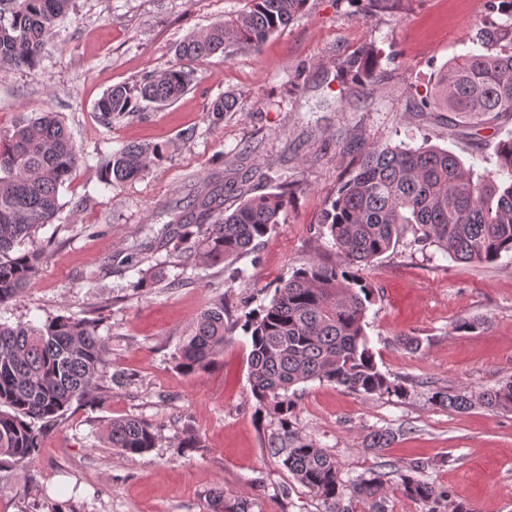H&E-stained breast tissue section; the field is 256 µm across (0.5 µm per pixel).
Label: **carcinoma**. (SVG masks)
I'll use <instances>...</instances> for the list:
<instances>
[{
	"instance_id": "1",
	"label": "carcinoma",
	"mask_w": 512,
	"mask_h": 512,
	"mask_svg": "<svg viewBox=\"0 0 512 512\" xmlns=\"http://www.w3.org/2000/svg\"><path fill=\"white\" fill-rule=\"evenodd\" d=\"M243 7L208 31L179 44L177 62L134 88L115 85L97 103L105 122L146 104L166 105L188 91L187 63L235 48L260 50L266 39L288 26L307 0H243ZM73 0H0V67L19 69L41 57L45 39L69 13ZM505 17L484 31L485 53H469L448 64L439 81V100L450 112L471 119L512 112V0H489ZM340 67L376 80L372 53H355ZM238 110L224 95L206 107L214 120ZM497 170L474 177L450 151L434 147L373 145L359 166L327 201L319 223L333 239L337 259L313 256L280 282L270 301L244 315L250 336L249 381L254 398L280 417V432L268 443L272 455L321 501L323 512H352L345 497L365 512H385L387 464L360 475L346 493L336 458L299 437L292 425L295 386L312 380L337 384L352 393L406 396L404 385L377 366L368 346L365 317L372 289L361 266L390 250L401 229L420 226L422 240L462 261L495 262L512 253V137L498 142ZM163 155L160 144H127L105 157L104 179L112 187L132 181ZM79 161V149L52 112H44L0 137V304L17 299L36 279L38 250L15 248L36 229L51 224L61 208L59 189ZM278 180L275 190L252 194L247 181L235 185L243 201L224 207V186L216 185L190 202L198 211V239L189 225L168 233L162 246L194 242L207 263H233L256 249L281 223L293 182ZM224 300L206 306L183 340L178 368L193 375L214 366L231 337L224 323ZM106 353L97 325L77 315L43 326L0 323V466L22 465L39 453L47 426L57 423L75 400L98 397L96 384ZM432 401L456 412L476 407L512 412V380L483 391L433 392ZM401 436L391 429L366 436L370 448H386ZM159 428L132 417L114 418L106 441L124 455H140L158 445ZM427 465L411 462L398 473L396 488L437 512L448 498L426 476ZM209 512H247L243 501L224 502L209 493Z\"/></svg>"
}]
</instances>
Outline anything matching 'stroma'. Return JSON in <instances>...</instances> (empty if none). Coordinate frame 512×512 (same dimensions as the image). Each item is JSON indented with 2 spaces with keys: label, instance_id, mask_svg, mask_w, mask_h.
I'll list each match as a JSON object with an SVG mask.
<instances>
[{
  "label": "stroma",
  "instance_id": "35a3bbf8",
  "mask_svg": "<svg viewBox=\"0 0 512 512\" xmlns=\"http://www.w3.org/2000/svg\"><path fill=\"white\" fill-rule=\"evenodd\" d=\"M242 0H74L34 67L0 70V132L38 112H55L81 148V160L59 191L61 209L22 250L47 248L37 279L0 305V322L43 325L60 315L100 318L106 342L92 403L73 402L43 436L29 464L0 473V512H208L210 490L248 503V512H322L318 498L268 450L280 429L260 407L248 379L250 338L236 322L271 299L302 260L333 254L319 216L336 187L374 144L435 146L483 174L496 168L498 142L512 133V114L481 123L431 109L418 111L410 90L436 88L449 62L482 51L488 0H398L367 13L355 0H307L298 18L260 52L237 50L192 62L190 90L170 105L105 124L96 104L112 86H134L169 68L187 37L222 21ZM378 54L369 86L341 75L338 64L365 48ZM231 93L239 109L214 121L206 102ZM164 143L168 151L141 178L113 188L102 156L131 143ZM287 168L296 186L282 224L255 252L239 257L234 279L224 264L203 265L173 246L138 267L111 263L147 235L188 216L207 183L231 185ZM404 228L394 247L366 266L373 288L365 332L379 369L401 378L405 399L362 397L326 382L299 384L295 430L332 453L344 481L381 463L399 470L429 464L428 478L448 504L475 512H512V413L475 408L459 413L432 404L436 387L476 390L512 379V254L465 263L420 242ZM158 278L147 288L144 273ZM223 298L232 338L220 364L193 375L178 366L179 347L200 311ZM464 320L476 321L469 332ZM419 348L402 345L404 337ZM125 376L126 386L111 383ZM115 417L158 426V447L123 456L108 447ZM402 430L388 448L368 449L369 431ZM202 445L178 452L185 432Z\"/></svg>",
  "mask_w": 512,
  "mask_h": 512
}]
</instances>
